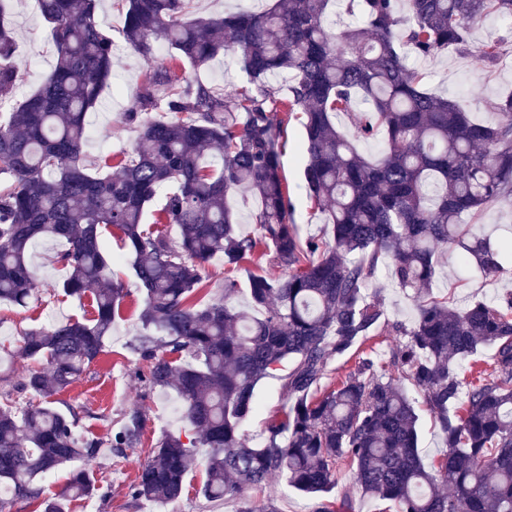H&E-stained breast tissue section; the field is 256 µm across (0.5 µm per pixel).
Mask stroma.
Instances as JSON below:
<instances>
[{"label": "stroma", "instance_id": "stroma-1", "mask_svg": "<svg viewBox=\"0 0 512 512\" xmlns=\"http://www.w3.org/2000/svg\"><path fill=\"white\" fill-rule=\"evenodd\" d=\"M16 39L13 65L24 72L23 81L17 85L10 98L0 101V109L10 110L15 103L25 99L52 72L55 62L51 35L40 21L35 0H13L12 9L5 18ZM500 43V62L487 67L480 56L485 42ZM169 52L158 48L151 57L142 56L122 46L114 55L112 80L102 92L97 108L87 117L90 134L84 146L87 162L120 154L130 149L138 130L127 124L125 114L130 109L145 76L149 71L168 64ZM427 87L436 94L464 97L476 117L487 121L494 116L498 100L512 93V25L488 16L472 31L469 49H454L420 62ZM183 77L202 76L215 87L230 92L246 86L247 81L239 64L224 57L197 70L183 67ZM304 129L299 122H291L280 142L281 166L294 205L293 219L301 237L323 236L328 226L326 214L311 207L303 184L302 172L306 159L301 147ZM471 234L490 237L500 242L512 236V207L502 204L488 206L480 215L465 217ZM103 246L111 254V280L123 283L127 294L121 312L112 325V334L106 340L104 353L99 356L80 378L59 393L61 406H72L79 413L76 431L101 438L109 437L119 427L128 410L141 408L145 418L142 447L127 449L118 457L109 450H102L93 467L99 489L94 496L71 499L69 512H233L232 506H219L207 502L200 489L204 480L203 467H196L184 481L183 494L177 506L151 507L135 500L132 485L140 465L163 433H182L186 426L182 419L171 416V409L179 398L175 391L165 392L148 387L144 377L147 365L132 355L127 344L141 332L138 318L143 304V294L132 276L126 250L119 232L104 231ZM64 242L47 239L35 242L30 249V261L38 275L37 288L26 306L0 304V391L29 372L41 369V362L19 354L23 331L46 327L72 319L91 316L88 300L67 296L62 282L68 271L58 261ZM384 301L387 328L370 339L368 346L374 351L378 365L387 373H394L391 355L398 342L392 327L410 323L414 306L387 274H380L377 281ZM436 290L453 299L457 307H465L471 297L482 296L496 300L512 292V255L507 256L504 269L494 275H485L462 262L458 250L448 249L436 258ZM259 408L243 427L249 445L259 446L268 419L280 411L287 400L282 379L263 380L257 390Z\"/></svg>", "mask_w": 512, "mask_h": 512}]
</instances>
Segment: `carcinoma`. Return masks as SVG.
Wrapping results in <instances>:
<instances>
[{
	"label": "carcinoma",
	"mask_w": 512,
	"mask_h": 512,
	"mask_svg": "<svg viewBox=\"0 0 512 512\" xmlns=\"http://www.w3.org/2000/svg\"><path fill=\"white\" fill-rule=\"evenodd\" d=\"M37 2L55 66L0 112V303L26 304L35 291L31 244L62 239V288L79 300L91 295L94 316L24 333L21 354L45 369L14 385L38 403L3 393L0 487L39 502L41 512H67L66 495H45L44 475L79 462L70 492L91 496L98 486L89 465L101 449L122 456L142 446L140 410L126 412L104 442L76 434L78 412L52 401L102 355L124 298L101 243L112 227L145 293L143 332L128 349L148 363L150 388L177 393L191 431L157 440L137 474L136 499L177 502L205 448L201 493L234 512H279L271 498H241L274 476L316 498V512H352L348 493L333 494L341 465L363 496L397 512H512V295L459 309L433 293L435 257L450 246L482 273L501 271L502 246L468 233L461 218L493 203L512 207V95L480 123L463 100L430 93L409 62L467 50L485 16L512 21V0H276L258 12L194 20L185 19L194 0H125L130 49L149 57L166 46L171 59L198 69L231 54L247 87L226 94L173 67L150 72L126 113L137 139L104 177L87 167L83 148L86 116L112 77V35L97 21L98 0ZM343 14L365 27L333 28ZM14 42L0 23V95L22 81L10 62ZM273 77L288 81L287 97ZM162 106L166 118L147 117ZM339 116L355 135L337 126ZM294 118L305 129L306 195L329 214L323 238L303 240L293 224L279 141ZM360 139L378 141L377 154L362 153ZM169 183L178 188L156 223L177 226L175 240L143 222ZM237 193L260 201L256 238L236 230L228 198ZM261 246L283 273L250 272L254 313L233 303L231 279L224 294L193 302L206 263L237 265ZM383 268L417 312L410 326L393 327L399 376L367 354L336 386L318 389L331 359L385 325L373 288ZM484 348L493 372L461 378L458 360ZM288 362L289 403L252 447L242 425L256 409V388ZM411 386L445 440L432 465L418 453Z\"/></svg>",
	"instance_id": "obj_1"
}]
</instances>
